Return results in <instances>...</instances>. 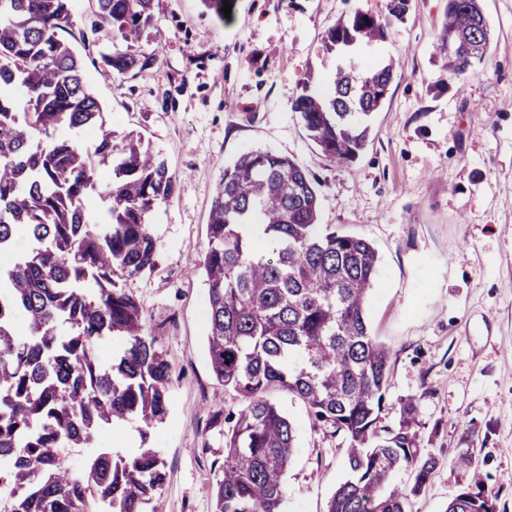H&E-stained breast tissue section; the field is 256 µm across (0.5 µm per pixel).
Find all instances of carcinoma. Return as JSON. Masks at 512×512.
<instances>
[{
  "instance_id": "obj_1",
  "label": "carcinoma",
  "mask_w": 512,
  "mask_h": 512,
  "mask_svg": "<svg viewBox=\"0 0 512 512\" xmlns=\"http://www.w3.org/2000/svg\"><path fill=\"white\" fill-rule=\"evenodd\" d=\"M94 43L117 77L157 64L136 48L153 0H93ZM72 0H0V245L26 238L0 280V512H156L164 474L148 446L169 407L171 368L146 330L140 303L119 281L157 267L147 214L178 178L142 136L106 125L83 62L61 38ZM388 21L361 11L331 27L322 54L385 38ZM448 71L486 60L490 37L480 0H448L442 42ZM393 75L382 62L338 63L333 93L311 72L292 103L309 139L332 163L354 161L367 118ZM94 128L91 142L78 138ZM112 172L101 178L99 167ZM106 203L98 219L86 200ZM316 179L291 159L250 149L224 167L207 224L202 268L208 292V353L215 379L245 403L224 432L214 512H282L296 429L272 391L348 441L347 477L327 512H407L436 459L419 452L416 408L379 434L390 350L371 333L367 306L378 254L363 238L318 223ZM115 346L108 361L100 348ZM135 425L133 454L100 447L105 425ZM67 447L85 448L71 467ZM412 470L409 487L391 485ZM475 481L446 512H494Z\"/></svg>"
}]
</instances>
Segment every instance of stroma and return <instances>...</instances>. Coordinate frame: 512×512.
I'll list each match as a JSON object with an SVG mask.
<instances>
[{
	"label": "stroma",
	"mask_w": 512,
	"mask_h": 512,
	"mask_svg": "<svg viewBox=\"0 0 512 512\" xmlns=\"http://www.w3.org/2000/svg\"><path fill=\"white\" fill-rule=\"evenodd\" d=\"M153 0L139 47H162L151 70L123 79L99 63L86 75L113 130L141 134L179 176L149 216L153 273L123 281L172 370L169 410L149 445L166 479L157 512H214L226 417L240 408L213 377L202 269L214 187L248 149L294 160L320 183L319 221L378 252L368 304L391 352L377 425L398 428L414 403L420 452L437 459L410 512H445L478 465L495 512H512V0H482L488 58L450 76L438 49L447 0ZM389 21L384 41L355 51L394 77L370 117L357 159L329 162L291 106L308 71L323 73L321 40L354 11ZM270 399L293 422L297 447L284 512H325L346 477L343 436L313 426L299 400Z\"/></svg>",
	"instance_id": "35a3bbf8"
}]
</instances>
